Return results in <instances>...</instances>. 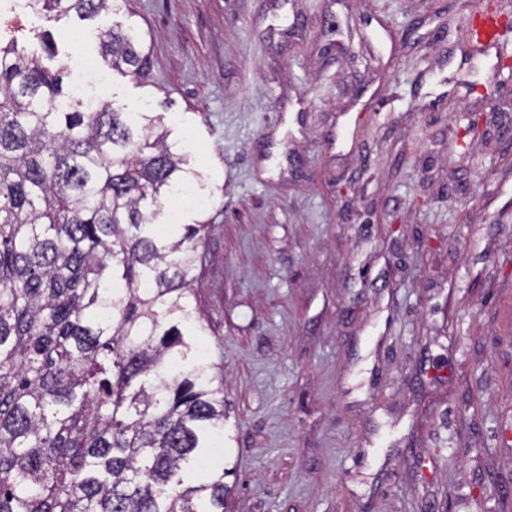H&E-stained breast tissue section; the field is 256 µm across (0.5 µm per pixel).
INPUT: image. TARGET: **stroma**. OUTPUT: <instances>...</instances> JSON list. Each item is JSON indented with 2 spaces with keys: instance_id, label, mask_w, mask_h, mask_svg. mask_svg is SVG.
Returning <instances> with one entry per match:
<instances>
[{
  "instance_id": "stroma-1",
  "label": "stroma",
  "mask_w": 512,
  "mask_h": 512,
  "mask_svg": "<svg viewBox=\"0 0 512 512\" xmlns=\"http://www.w3.org/2000/svg\"><path fill=\"white\" fill-rule=\"evenodd\" d=\"M135 23L141 81L216 189L192 285L224 374V512H512V97L462 0H129L51 20L0 0V38L66 82ZM479 118L485 135L458 137Z\"/></svg>"
}]
</instances>
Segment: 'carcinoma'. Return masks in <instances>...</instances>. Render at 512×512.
Wrapping results in <instances>:
<instances>
[{"instance_id":"cac0c4a2","label":"carcinoma","mask_w":512,"mask_h":512,"mask_svg":"<svg viewBox=\"0 0 512 512\" xmlns=\"http://www.w3.org/2000/svg\"><path fill=\"white\" fill-rule=\"evenodd\" d=\"M59 20L127 0H26ZM107 66L149 72L138 27ZM0 42V512H224L223 381L189 301L204 221L155 224L211 192L161 117L90 107Z\"/></svg>"}]
</instances>
